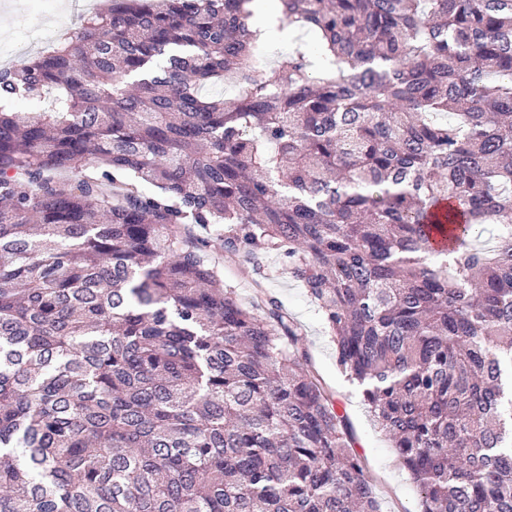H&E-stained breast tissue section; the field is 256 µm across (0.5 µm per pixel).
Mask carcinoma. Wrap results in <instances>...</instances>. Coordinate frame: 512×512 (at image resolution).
<instances>
[{
  "instance_id": "obj_1",
  "label": "carcinoma",
  "mask_w": 512,
  "mask_h": 512,
  "mask_svg": "<svg viewBox=\"0 0 512 512\" xmlns=\"http://www.w3.org/2000/svg\"><path fill=\"white\" fill-rule=\"evenodd\" d=\"M279 2L270 69L253 0H110L0 71V512H384L216 242L286 259L420 512H512V0ZM297 33L289 31L283 21L276 23L270 28L269 37L263 43L266 48L267 58L270 63L274 61L278 53L288 51L295 43Z\"/></svg>"
}]
</instances>
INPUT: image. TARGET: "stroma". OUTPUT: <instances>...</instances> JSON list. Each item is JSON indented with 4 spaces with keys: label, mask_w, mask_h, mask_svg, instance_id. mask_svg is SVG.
<instances>
[{
    "label": "stroma",
    "mask_w": 512,
    "mask_h": 512,
    "mask_svg": "<svg viewBox=\"0 0 512 512\" xmlns=\"http://www.w3.org/2000/svg\"><path fill=\"white\" fill-rule=\"evenodd\" d=\"M69 7L70 0H55L50 10L41 0H0V48L21 59L37 54L42 36L61 32L57 18L68 13ZM261 281L304 329L317 369L354 428L356 449L365 460V475L383 499L384 512H419L417 488L399 465L388 437L375 426L359 388L337 367L335 346L317 307L276 258L267 259Z\"/></svg>",
    "instance_id": "stroma-1"
}]
</instances>
